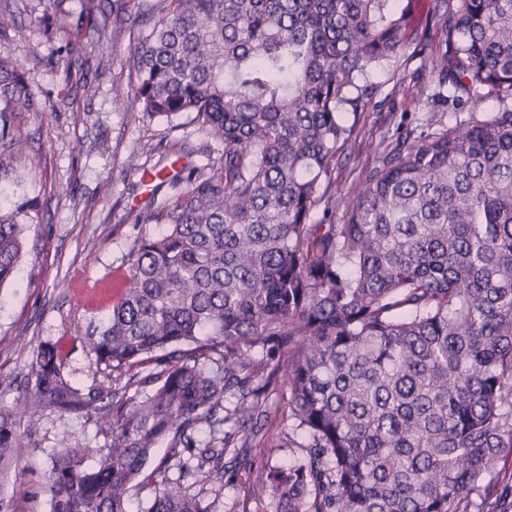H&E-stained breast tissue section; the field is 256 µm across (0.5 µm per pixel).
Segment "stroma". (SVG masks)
I'll return each instance as SVG.
<instances>
[{"mask_svg": "<svg viewBox=\"0 0 512 512\" xmlns=\"http://www.w3.org/2000/svg\"><path fill=\"white\" fill-rule=\"evenodd\" d=\"M430 3L395 0L397 10L409 12L414 33L395 62L370 73L378 92L367 106L344 115L353 133L345 158L331 174L338 192L358 189L384 133L400 119L431 113L445 123L454 121L447 108L431 110L417 100L419 79L427 81L426 95L437 91L428 76L447 39L443 23L429 16ZM8 7L15 26L4 48L43 103L42 111L26 113L20 122L26 159L16 166L18 180L4 182L14 189L15 201L29 200L34 206L18 271L0 286V404L11 406L24 393L32 347L43 341L61 345L66 370L78 383L101 380L86 338L107 318L111 298L123 290L125 255L139 233L138 225L127 221L128 211L144 206L150 190L169 196V187H156L150 174L160 156H169L166 172L172 175L180 167L219 159L223 147L187 117L167 124L142 116L132 102L135 75L126 39L101 52L95 94L68 98L63 72L52 68L47 57L75 35L80 0H9ZM116 91L129 99L127 110L114 109ZM184 143L193 148L192 156L180 155ZM131 156L137 167H127ZM19 335L31 340V347L19 348ZM33 420L31 451L0 482L11 512H50L44 487L52 449L95 434L94 424L84 417L51 407ZM291 424L287 405L272 404L263 452L251 461L252 475H259L265 464L288 460Z\"/></svg>", "mask_w": 512, "mask_h": 512, "instance_id": "stroma-1", "label": "stroma"}]
</instances>
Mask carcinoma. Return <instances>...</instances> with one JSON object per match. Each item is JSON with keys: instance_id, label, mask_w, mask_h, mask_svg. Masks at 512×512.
<instances>
[{"instance_id": "cac0c4a2", "label": "carcinoma", "mask_w": 512, "mask_h": 512, "mask_svg": "<svg viewBox=\"0 0 512 512\" xmlns=\"http://www.w3.org/2000/svg\"><path fill=\"white\" fill-rule=\"evenodd\" d=\"M89 27L49 63L95 88L90 51L133 40L135 101L192 115L224 144L215 164L165 179L132 216L159 224L126 256L127 286L87 344L112 378L72 383L41 343L33 385L0 406V476L27 453L21 418L56 407L106 437L51 454L52 512H214L184 479L224 489V459L257 453L272 397L293 421L288 463L251 497L271 512H504L491 482L512 455V0H432L448 32L431 74L455 124L399 122L351 195L331 172L371 99L369 71L397 58L408 13L392 0H153ZM498 105L479 115L484 92ZM42 103L0 49L3 157ZM342 210V222L331 221ZM31 205L0 207V286ZM320 215L313 220L314 215ZM154 364L159 372L130 373ZM178 478L143 475L160 442Z\"/></svg>"}]
</instances>
